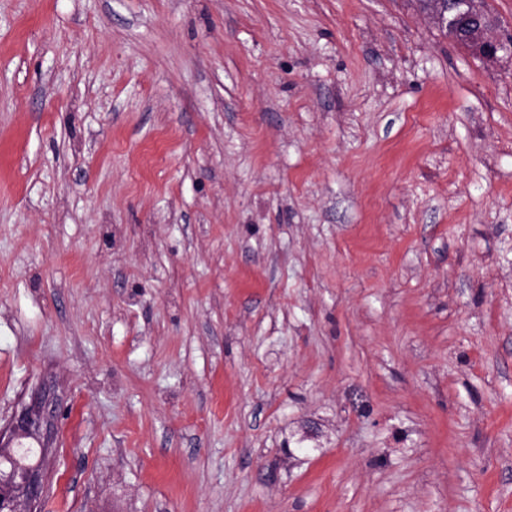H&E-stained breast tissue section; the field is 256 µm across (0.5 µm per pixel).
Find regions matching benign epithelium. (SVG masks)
Segmentation results:
<instances>
[{"mask_svg": "<svg viewBox=\"0 0 512 512\" xmlns=\"http://www.w3.org/2000/svg\"><path fill=\"white\" fill-rule=\"evenodd\" d=\"M427 11L439 28L454 31L470 46L473 55L486 62L500 55H512V35L489 25L472 0H432ZM55 408L46 400L23 412L16 420L14 434L34 438L48 446L55 433ZM42 472L38 466L9 470L0 477V506L4 512H38L43 491Z\"/></svg>", "mask_w": 512, "mask_h": 512, "instance_id": "7a95c632", "label": "benign epithelium"}]
</instances>
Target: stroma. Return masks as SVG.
Listing matches in <instances>:
<instances>
[{"instance_id": "1", "label": "stroma", "mask_w": 512, "mask_h": 512, "mask_svg": "<svg viewBox=\"0 0 512 512\" xmlns=\"http://www.w3.org/2000/svg\"><path fill=\"white\" fill-rule=\"evenodd\" d=\"M42 512H512V56L417 0H0V430ZM55 408L47 400L37 403L23 412L16 420L14 434L23 438H34L48 447L55 433Z\"/></svg>"}]
</instances>
